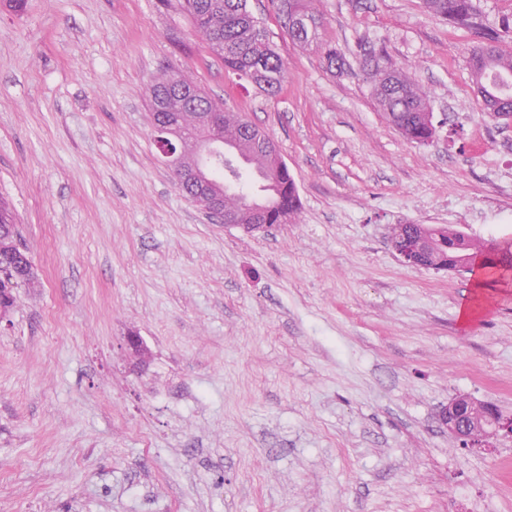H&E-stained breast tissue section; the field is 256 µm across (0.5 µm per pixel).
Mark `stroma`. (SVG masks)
Wrapping results in <instances>:
<instances>
[{
    "label": "stroma",
    "mask_w": 512,
    "mask_h": 512,
    "mask_svg": "<svg viewBox=\"0 0 512 512\" xmlns=\"http://www.w3.org/2000/svg\"><path fill=\"white\" fill-rule=\"evenodd\" d=\"M307 6L302 47L249 0L274 96L177 0L0 9V197L37 275L0 318V512H512V437L465 447L438 420L458 396L512 416V287L390 246L399 224L512 238V125L482 110L476 36L423 0ZM365 47L427 93L432 142L379 110ZM167 71L274 139L290 223L248 233L179 193L151 139Z\"/></svg>",
    "instance_id": "obj_1"
}]
</instances>
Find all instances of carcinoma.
Masks as SVG:
<instances>
[{
	"mask_svg": "<svg viewBox=\"0 0 512 512\" xmlns=\"http://www.w3.org/2000/svg\"><path fill=\"white\" fill-rule=\"evenodd\" d=\"M179 3L194 30L224 60L226 68L267 94L282 90L284 62L269 42L262 21L248 10L247 0H179ZM424 5L434 16L474 30L478 41L469 51L467 64L482 101V111L492 118L511 121L512 109L502 106L501 101L512 99V91L508 90L512 85V52L502 47V34L512 33V15L502 18L499 28L488 30L477 22L478 8L474 0H424ZM281 6L286 14L288 34L296 44L307 46L316 40L317 23L300 6L299 0H283ZM362 66L371 79V94L377 105L402 136L417 144L432 141L433 113L426 93L408 76L389 66L381 52L364 53ZM185 104L211 113L212 119L220 120L226 129L251 127L244 119L224 112L219 103L193 83L186 98L172 102L170 110L174 112ZM237 144L240 150L255 154L253 165L265 177L262 198L257 200L244 194L232 198L244 229L251 231L248 217L256 207L265 210L266 223H288L299 210L300 200L295 182L288 176L287 165L272 154L257 150L253 138L246 133L238 138ZM204 172L220 190L233 179L240 185L246 182L241 163L232 153L211 158ZM414 231L423 233L429 240L432 267L475 272L492 287L512 284V264L497 263L491 258V253L496 251L512 255V240L492 239L483 253L472 249L468 236L459 230L420 224ZM18 246L16 214L11 204L0 197V289L12 287V278L17 276Z\"/></svg>",
	"mask_w": 512,
	"mask_h": 512,
	"instance_id": "obj_1",
	"label": "carcinoma"
}]
</instances>
